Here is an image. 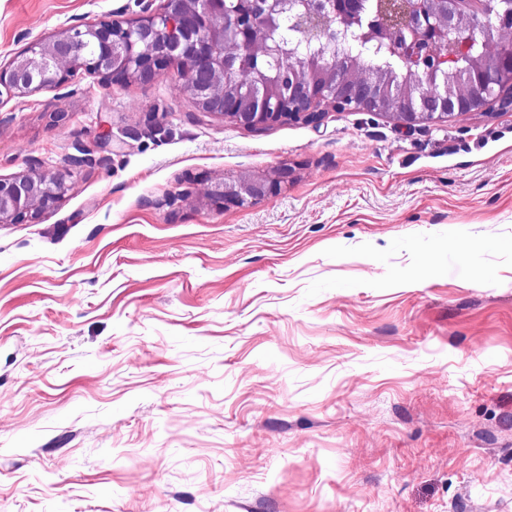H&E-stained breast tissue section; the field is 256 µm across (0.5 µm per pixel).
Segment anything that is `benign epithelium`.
<instances>
[{
    "label": "benign epithelium",
    "instance_id": "benign-epithelium-1",
    "mask_svg": "<svg viewBox=\"0 0 512 512\" xmlns=\"http://www.w3.org/2000/svg\"><path fill=\"white\" fill-rule=\"evenodd\" d=\"M403 25L407 34L399 35L396 52L406 64L408 78L417 84L430 83L435 69L445 62H457L474 48L481 49V68L463 99L457 103L446 97L429 95L420 105L406 102L387 116L406 129L446 122L455 112H478L487 105V92L496 87L509 93L500 96V106L512 110V75H505L499 64L501 56L512 53V46L493 40L490 14L498 13L495 0H439L441 7H429L431 0H400ZM348 28L365 10V0H325L316 7H306L296 16L302 25L320 14L324 5ZM255 15L246 28L239 27L237 16L224 10V0H163L160 12L121 24L99 20L84 28H69L45 43L30 46L25 58L0 68V87L17 95H28L64 84L82 65L81 46L93 43L98 48L96 74L105 84L136 81L142 84L168 76L178 83L190 80L194 87L186 90L199 111L229 118L248 130H265L299 120L317 123L325 105L322 101L351 103L355 112L377 113L376 104L383 89L370 81H356L343 73L347 56L336 59V78L330 80L317 71L296 83L288 93L287 104L278 95L251 97L239 101L212 92L221 77L243 72L245 63L256 47L263 53H280L274 10H264L259 0ZM448 22V32L457 31L456 20L468 18L465 34L448 41L457 53L441 55L433 39L435 18ZM78 154L67 157L71 167L97 163L95 148L77 146ZM293 178V169L283 165L268 178H244L236 182H214L203 196L224 207L257 203L280 191ZM72 189L65 175H47L33 169L9 177L0 176V223H36L56 210L65 194Z\"/></svg>",
    "mask_w": 512,
    "mask_h": 512
}]
</instances>
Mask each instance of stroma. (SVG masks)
I'll return each mask as SVG.
<instances>
[{
    "mask_svg": "<svg viewBox=\"0 0 512 512\" xmlns=\"http://www.w3.org/2000/svg\"><path fill=\"white\" fill-rule=\"evenodd\" d=\"M161 4L0 0V66ZM29 169L73 188L0 224V512H512V111L254 132L81 69L0 95ZM293 169L287 165L279 167L268 178H244L236 182H214L208 185L203 196L212 202L221 203L224 208L257 203L280 191L282 185L292 181Z\"/></svg>",
    "mask_w": 512,
    "mask_h": 512,
    "instance_id": "stroma-1",
    "label": "stroma"
}]
</instances>
